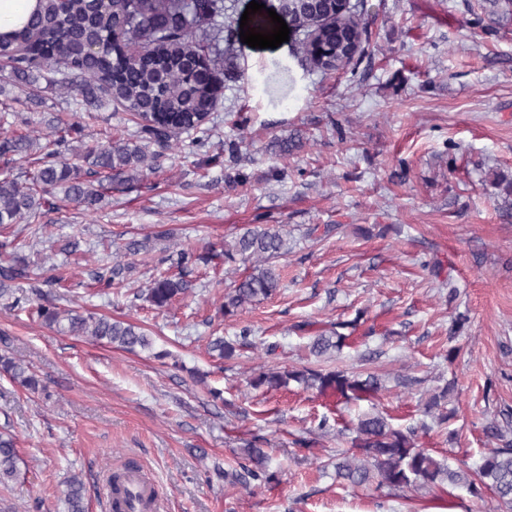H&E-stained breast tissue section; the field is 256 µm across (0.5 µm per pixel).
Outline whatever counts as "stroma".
I'll return each mask as SVG.
<instances>
[{"label": "stroma", "mask_w": 512, "mask_h": 512, "mask_svg": "<svg viewBox=\"0 0 512 512\" xmlns=\"http://www.w3.org/2000/svg\"><path fill=\"white\" fill-rule=\"evenodd\" d=\"M249 2L232 0L224 21L236 58L205 148L173 149L138 182H113L97 213L70 205L48 213L43 232L15 225L0 250V268L16 255L54 279L58 305L131 321L153 339L152 350L129 352L57 334L0 302L10 356L47 386L33 393L0 376V429L21 459L19 478L0 486V512L36 498L43 512H65L72 473L87 484L88 512H106L102 476L130 458L157 483L159 512H499L489 491L351 488L323 463L349 448L367 411L420 425L428 394L450 381L448 423L419 435L436 459L476 467L492 446L485 425L512 413V17L476 22L480 0H357L370 48L353 72L324 75L301 66L296 39L242 43L241 22L273 29L266 12L246 15ZM33 89L34 104L13 87L0 97L14 131L72 120L49 76ZM134 129L108 102L70 146ZM248 224L287 225L291 251L276 295L223 318L216 306L234 277L203 253ZM158 230L170 248L202 256L191 291L163 310L140 296L177 272L161 248L134 256L112 283L96 280L130 239ZM346 323L330 362L378 370L386 389L375 398L249 386L254 370L307 364L311 337ZM245 328L250 344L219 358L213 342ZM402 372L417 384L398 387ZM324 417L338 430L319 431ZM251 441L278 475L253 496L222 476Z\"/></svg>", "instance_id": "35a3bbf8"}]
</instances>
